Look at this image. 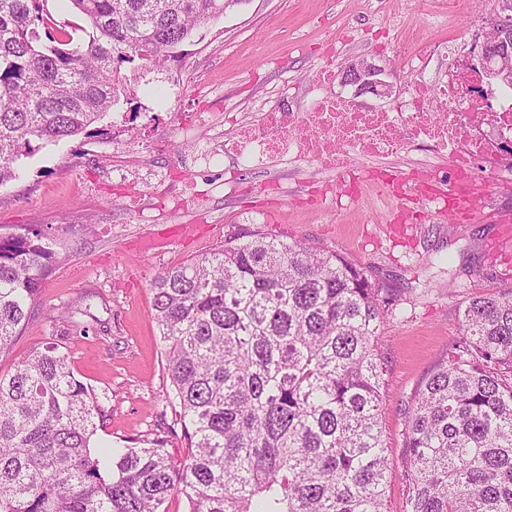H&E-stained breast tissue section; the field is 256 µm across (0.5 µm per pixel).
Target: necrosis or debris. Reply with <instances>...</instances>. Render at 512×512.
<instances>
[{
  "label": "necrosis or debris",
  "mask_w": 512,
  "mask_h": 512,
  "mask_svg": "<svg viewBox=\"0 0 512 512\" xmlns=\"http://www.w3.org/2000/svg\"><path fill=\"white\" fill-rule=\"evenodd\" d=\"M455 52V45L441 42L415 54L410 61L414 81L408 100L387 109L367 105L355 92L331 91L335 73L319 72L305 112L289 111L282 93H272L235 136L225 138L221 151L244 164L278 161L293 166L307 159L341 179L351 178L357 157L377 160L403 151L426 152L429 160L413 164L408 179L377 167L351 178V202H358L375 186L391 203L393 224L417 218L420 205L435 218L457 213L488 189L475 177L474 161L494 158L500 145L512 142V88L477 93V75L460 60L445 69L430 68L433 58ZM447 157L455 170L450 191L444 190L436 164ZM408 183L414 189L411 208L397 204Z\"/></svg>",
  "instance_id": "obj_1"
}]
</instances>
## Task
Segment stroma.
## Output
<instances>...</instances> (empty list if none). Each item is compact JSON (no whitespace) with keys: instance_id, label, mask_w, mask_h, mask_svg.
Here are the masks:
<instances>
[{"instance_id":"obj_1","label":"stroma","mask_w":512,"mask_h":512,"mask_svg":"<svg viewBox=\"0 0 512 512\" xmlns=\"http://www.w3.org/2000/svg\"><path fill=\"white\" fill-rule=\"evenodd\" d=\"M242 0L201 25L161 67L123 63L130 96L88 134L43 145L16 163L18 180L0 189V233L24 225L51 229L57 260L0 373L52 344L68 354L77 379L105 408L96 445L139 446L162 439L178 459L190 454L164 346L152 318L150 281L161 269L210 255L226 236L251 231L258 210H284L269 236L345 253L368 279L392 289L401 314L384 326L387 388L382 421L392 471L391 512H403L406 412L416 388L461 338L460 311L474 295L512 289V245L498 243L499 215L512 213V185L475 162L495 186L477 205L480 223L422 219L388 224L376 192L350 203L347 184L305 162L244 166L196 157L195 138L211 124L230 129L277 90L302 111L320 69L341 72L364 56L404 94L410 55L442 41L479 48L494 0ZM195 134L187 140L182 127ZM128 168L126 176L114 165ZM332 181L327 209L300 210Z\"/></svg>"}]
</instances>
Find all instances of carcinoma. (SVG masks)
Instances as JSON below:
<instances>
[{"mask_svg": "<svg viewBox=\"0 0 512 512\" xmlns=\"http://www.w3.org/2000/svg\"><path fill=\"white\" fill-rule=\"evenodd\" d=\"M0 0V187L31 143L87 133L150 64L224 0ZM85 37L80 38L77 32ZM56 252L49 233L0 234V354L29 319ZM179 422V460L94 449L98 397L50 345L0 374V512H390L382 429L384 324L397 296L346 256L260 230L150 283ZM462 338L416 391L403 512H512V289L471 297Z\"/></svg>", "mask_w": 512, "mask_h": 512, "instance_id": "carcinoma-1", "label": "carcinoma"}]
</instances>
